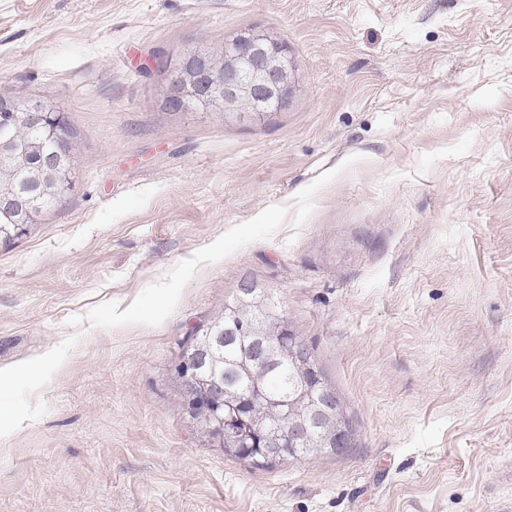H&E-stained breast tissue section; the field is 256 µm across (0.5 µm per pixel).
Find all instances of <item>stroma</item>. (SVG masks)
I'll use <instances>...</instances> for the list:
<instances>
[{
  "mask_svg": "<svg viewBox=\"0 0 512 512\" xmlns=\"http://www.w3.org/2000/svg\"><path fill=\"white\" fill-rule=\"evenodd\" d=\"M250 27L288 108H163L154 54ZM1 95L77 136L73 188L0 244V512H512V0H0ZM245 276L344 453L257 470L182 408ZM16 109L21 112H26L27 117L32 123L40 126L42 135L45 139H56L59 137L57 128L47 123L52 113V106L39 97H31L23 102H20Z\"/></svg>",
  "mask_w": 512,
  "mask_h": 512,
  "instance_id": "stroma-1",
  "label": "stroma"
}]
</instances>
